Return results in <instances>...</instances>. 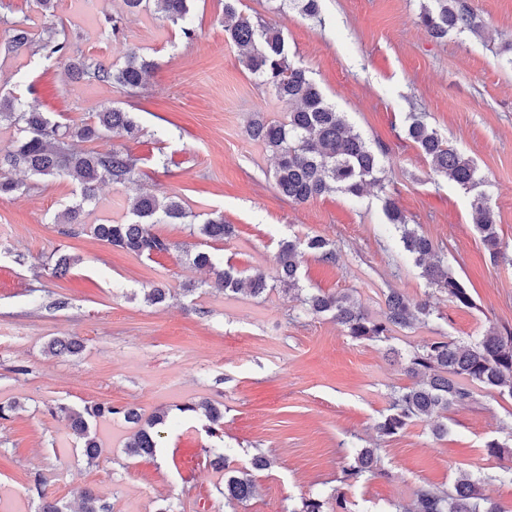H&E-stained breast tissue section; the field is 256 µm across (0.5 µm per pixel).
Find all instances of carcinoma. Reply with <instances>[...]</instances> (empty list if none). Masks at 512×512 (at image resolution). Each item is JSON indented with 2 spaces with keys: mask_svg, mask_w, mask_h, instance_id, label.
I'll return each mask as SVG.
<instances>
[{
  "mask_svg": "<svg viewBox=\"0 0 512 512\" xmlns=\"http://www.w3.org/2000/svg\"><path fill=\"white\" fill-rule=\"evenodd\" d=\"M193 0H124L126 11L150 12L180 29L187 39L194 30L188 26L190 3ZM238 0H224L225 31L238 49L240 63L252 74L271 86L276 97L288 103V114L280 122H269L261 113L253 114L247 134L265 145L275 160L273 178L278 191L293 203H304L329 192L357 196L367 185H382L380 174L388 157L386 146L375 145L351 126L344 113L328 103L318 85L305 68L289 59L288 48L280 31L255 25L237 10ZM290 6L299 13L314 17L319 0H280L278 9ZM420 23L433 37L442 38L451 32H467L482 37L484 24L459 0H429L420 13ZM5 25L7 50L52 60L70 78H86L125 90L146 86L154 63L127 51L119 62L92 61L74 52L65 28L48 24L36 33L27 19L14 20L0 14ZM15 129L8 149H0V197L30 189L26 183L12 177L23 171L37 179L70 177L75 181L79 197L57 215L59 224L84 223L85 206L93 203L98 187L103 183L124 185L134 180L138 159L127 151L111 146L84 151L79 142L104 138L109 133L135 137L140 128L132 113L112 103L101 104L88 117L75 122H62L47 112L25 107L24 100L12 92H0V122ZM407 137L430 160L432 170L466 190L482 183L473 159L442 138L423 116L412 114ZM390 224L400 234L404 249L413 256L421 269L427 287L445 293L459 308L476 307L470 288L438 259L433 240L407 222L391 199L385 201ZM131 219L124 224H96L95 237L111 246L120 247L138 256L164 254L172 243L153 231L156 224H178L187 218L181 201L174 197L145 194L134 198ZM471 223L478 232L491 259L498 260L499 234L496 213L485 194L480 193L471 203ZM199 234L222 240L232 233L224 223V215L215 214L198 225ZM311 252L328 263L336 261L335 243L323 236L294 239L280 244L275 275L263 270L252 273L232 266L221 267L207 252H198L193 265L208 268L215 274L212 288L228 295L247 292L253 297L263 295L269 283L283 292L293 294L305 306V311L330 315L349 336L360 341H387L394 333L410 328L432 315L429 301L416 300L392 291L385 296L384 308L377 316L365 312L350 293H306L300 284V265L305 252ZM84 348L76 338H61L50 342L56 356L75 355ZM406 372L412 384L400 388L392 397L388 413L377 423L382 436H393L409 423L427 418L433 423L437 437L448 432V408L474 400L477 389L496 390L512 397V329L491 328L482 339L466 343L448 336H436L417 345L410 353ZM204 410L210 425L208 433L218 439L224 434V412L206 402H186L176 406L182 414ZM118 415L138 425V430L126 443L131 458L154 455L160 428L167 423L168 412H156L145 418L136 409L117 408L95 403L70 411L72 433L80 439L83 455L93 460L99 455V443L94 425ZM212 464L224 467V500L242 503L254 492L252 471L263 469L268 460L253 455L242 467H230L228 457L217 454ZM372 448H362L342 466L340 483L350 487L368 477L381 474ZM495 483L512 484V469L487 474L482 478L463 476L452 488L439 489L430 485L416 488L411 504L402 512H503L484 489ZM78 512H111L92 490L76 492ZM289 512H350L345 493L336 491L328 499L319 496L301 498Z\"/></svg>",
  "mask_w": 512,
  "mask_h": 512,
  "instance_id": "1",
  "label": "carcinoma"
}]
</instances>
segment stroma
I'll use <instances>...</instances> for the list:
<instances>
[{
	"instance_id": "stroma-1",
	"label": "stroma",
	"mask_w": 512,
	"mask_h": 512,
	"mask_svg": "<svg viewBox=\"0 0 512 512\" xmlns=\"http://www.w3.org/2000/svg\"><path fill=\"white\" fill-rule=\"evenodd\" d=\"M11 18L34 29L55 23L85 57L118 60L133 50L156 64L145 88L72 82L56 63L6 52L0 32V89L22 92L28 106L69 120L101 103H123L142 129L93 141L138 159L133 183L101 185L85 226L55 223L76 186L60 178L0 198V402L21 407L0 419V512H37L35 481L69 502L92 489L112 512H288L309 494L330 496L347 455L376 451L383 475L346 488L351 512H392L409 505L422 484L452 488L471 476L512 467V396L479 390L473 403L448 410V432L434 437L417 420L382 437L375 425L394 390L409 385L405 355L435 336L477 342L489 328H512V0H462L479 14L482 37L434 39L419 23L425 0H320V17L277 11L273 0H241L256 24L282 32L291 60L301 64L326 99L369 142L384 144L383 188L355 197L341 192L294 204L277 190L273 160L252 141L254 113L283 120L288 111L272 88L249 73L224 30V0H193V38L154 16L122 14L113 37L101 14L83 0H5ZM423 112L450 145L477 163L482 192L497 214L502 260L491 261L470 220L472 193L434 174L406 137L410 113ZM141 192L179 197L197 220L219 212L235 233L213 240L187 224H158L168 253L138 256L98 240L95 224H122ZM393 199L409 223L437 244V254L471 289L476 306L459 308L428 293L412 256L383 205ZM325 236L335 263L306 254L301 285L349 293L378 314L385 293L429 297L428 321L386 342L359 341L327 315L305 313L274 289L253 298L210 288L212 275L190 254L210 253L240 271L271 270L281 240ZM76 257L63 278L51 269L58 253ZM165 288V303L144 295ZM67 305L56 308V299ZM79 337L83 351L55 356L48 343ZM208 401L224 411V437L207 435L203 419H184L179 404ZM108 403L169 419L154 456L129 458L135 428L122 418L99 422L101 454L87 461L65 418ZM504 445L489 455L491 441ZM225 448L238 466L263 454L256 492L226 503L223 471L210 464Z\"/></svg>"
}]
</instances>
